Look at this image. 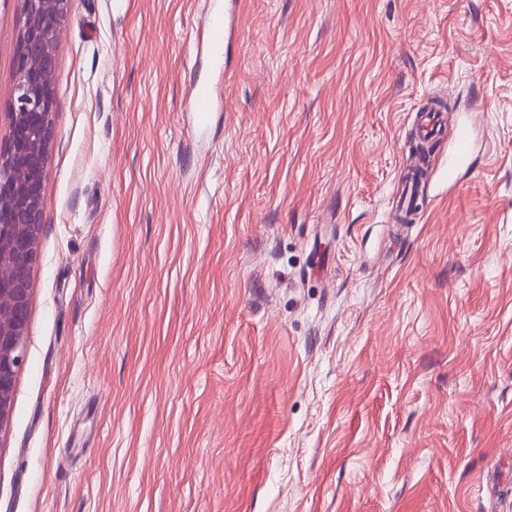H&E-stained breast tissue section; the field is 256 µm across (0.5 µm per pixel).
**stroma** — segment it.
Masks as SVG:
<instances>
[{"label": "stroma", "instance_id": "obj_1", "mask_svg": "<svg viewBox=\"0 0 512 512\" xmlns=\"http://www.w3.org/2000/svg\"><path fill=\"white\" fill-rule=\"evenodd\" d=\"M209 4L67 0L0 512H512V0ZM235 32V16L225 10L224 16L210 14L202 31L198 44L206 55L216 61L224 59L225 50L232 41ZM190 98L193 112H214L212 90L207 83H196L191 88Z\"/></svg>", "mask_w": 512, "mask_h": 512}]
</instances>
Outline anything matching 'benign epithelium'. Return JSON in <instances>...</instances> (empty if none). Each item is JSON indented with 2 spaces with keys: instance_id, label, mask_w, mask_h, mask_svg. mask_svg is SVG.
<instances>
[{
  "instance_id": "7a95c632",
  "label": "benign epithelium",
  "mask_w": 512,
  "mask_h": 512,
  "mask_svg": "<svg viewBox=\"0 0 512 512\" xmlns=\"http://www.w3.org/2000/svg\"><path fill=\"white\" fill-rule=\"evenodd\" d=\"M67 0H24L14 61L9 143L0 149V433L10 421L16 372L24 358L31 272L38 264L43 182L54 122L50 76Z\"/></svg>"
}]
</instances>
